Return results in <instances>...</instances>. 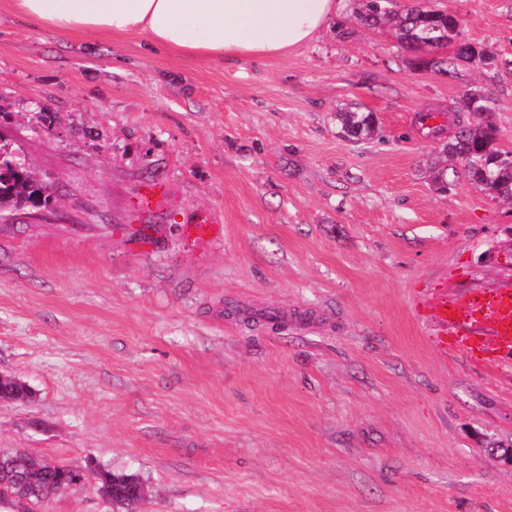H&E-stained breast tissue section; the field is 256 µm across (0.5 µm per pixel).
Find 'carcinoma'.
<instances>
[{"instance_id": "obj_1", "label": "carcinoma", "mask_w": 512, "mask_h": 512, "mask_svg": "<svg viewBox=\"0 0 512 512\" xmlns=\"http://www.w3.org/2000/svg\"><path fill=\"white\" fill-rule=\"evenodd\" d=\"M355 17L360 24L376 28L393 23L396 41L416 53L413 65L417 68H433L438 71L455 70L461 64H476L486 69L507 68L511 62L502 59L496 47L490 43H474L460 39L461 23L458 16L416 5L397 19H392L388 7L390 0H357ZM455 44L453 54L446 59L422 56L428 49ZM458 112H471L483 118L476 126L458 120L460 130L444 144L448 161L463 164L464 173L482 191L493 199L512 201V153L496 146L498 132L491 120L495 112V99L490 90L469 87L461 95ZM345 135L356 143L371 141L378 135L376 120L371 112L344 111L337 113ZM5 145L0 143V206L22 210L29 207L34 195H44L45 187L38 182L33 169L21 167L19 159L5 155ZM5 399L25 401L32 398L28 386L16 379L4 387ZM25 477L13 470L0 467V500L45 502L61 493L72 490L85 480L84 472L77 466L55 465L51 462L14 454ZM99 494L115 505L134 512L141 503L138 487L144 484L135 473H113L103 470L97 476Z\"/></svg>"}]
</instances>
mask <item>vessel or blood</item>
Segmentation results:
<instances>
[{"label": "vessel or blood", "mask_w": 512, "mask_h": 512, "mask_svg": "<svg viewBox=\"0 0 512 512\" xmlns=\"http://www.w3.org/2000/svg\"><path fill=\"white\" fill-rule=\"evenodd\" d=\"M184 235L205 245L221 237L219 224H187ZM419 320L429 324L440 350L449 344L479 353L482 367L499 375L512 373V286L505 284L492 294L463 287L455 296L440 293L414 299Z\"/></svg>", "instance_id": "obj_1"}]
</instances>
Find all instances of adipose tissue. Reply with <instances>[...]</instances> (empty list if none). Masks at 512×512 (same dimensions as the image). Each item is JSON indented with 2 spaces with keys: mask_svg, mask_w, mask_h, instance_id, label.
Returning <instances> with one entry per match:
<instances>
[{
  "mask_svg": "<svg viewBox=\"0 0 512 512\" xmlns=\"http://www.w3.org/2000/svg\"><path fill=\"white\" fill-rule=\"evenodd\" d=\"M30 21L67 35L138 34L174 54L265 60L309 43L336 0H12Z\"/></svg>",
  "mask_w": 512,
  "mask_h": 512,
  "instance_id": "ef3b65f1",
  "label": "adipose tissue"
}]
</instances>
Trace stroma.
Masks as SVG:
<instances>
[{"instance_id":"stroma-1","label":"stroma","mask_w":512,"mask_h":512,"mask_svg":"<svg viewBox=\"0 0 512 512\" xmlns=\"http://www.w3.org/2000/svg\"><path fill=\"white\" fill-rule=\"evenodd\" d=\"M512 60V0H428ZM355 0L264 61L62 35L0 0V111L53 212L0 223V451L138 474V512H512V381L413 299L512 275V203L418 118L512 70L412 66ZM374 113L349 141L336 114ZM160 206L145 210V184ZM224 227L201 247L182 227ZM0 512H119L95 481Z\"/></svg>"}]
</instances>
